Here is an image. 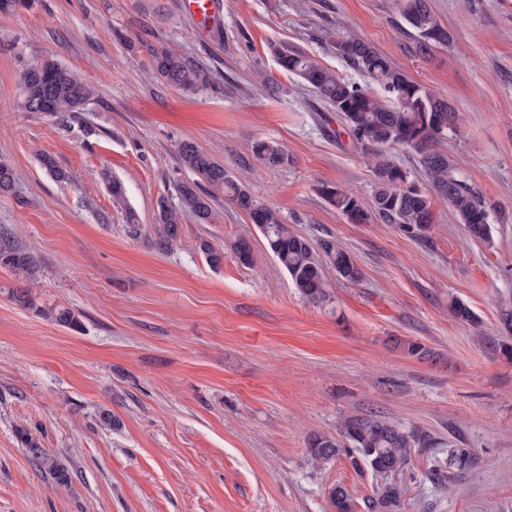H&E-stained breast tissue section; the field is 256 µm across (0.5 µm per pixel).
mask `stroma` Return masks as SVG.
Masks as SVG:
<instances>
[{
  "label": "stroma",
  "instance_id": "1",
  "mask_svg": "<svg viewBox=\"0 0 512 512\" xmlns=\"http://www.w3.org/2000/svg\"><path fill=\"white\" fill-rule=\"evenodd\" d=\"M182 2L34 0L0 14V159L16 178L0 196V233L40 264L32 280L0 266V512H331V486L360 503L373 479L344 455L315 468L307 439L351 415L439 440L413 450L401 512H512V331L500 320L512 302V0H429L452 39L426 57L400 0H218L224 19L205 33ZM328 30L371 43L455 109L456 134L435 147L492 204L490 241L470 239L438 196L420 239L379 217L349 223L322 195L327 184L370 200L369 150L269 47L292 45L362 83ZM160 46L205 82L185 92L158 79ZM46 56L96 88L85 111L21 108V72ZM185 140L295 233L336 240L361 279L326 269L328 300L309 301L221 196L213 223L184 220L158 248L159 203L178 206L195 179L179 160ZM261 140L290 163L264 165L252 151ZM44 154L66 180L45 171ZM111 178L138 234L112 203ZM240 237L252 264L230 248ZM206 243L223 251L220 266ZM22 289L33 307L15 301ZM453 298L476 324L451 316ZM61 306L81 331L47 316ZM398 338L429 357L396 349ZM22 428L68 484L29 458ZM451 445L477 461L444 486L428 473ZM108 189L110 194L112 195V203L117 208L125 210L126 219L127 223L129 224L130 231L134 234H137L138 231L140 230L137 216L134 210L131 209L127 203L124 185L121 181L117 179H112L108 181Z\"/></svg>",
  "mask_w": 512,
  "mask_h": 512
}]
</instances>
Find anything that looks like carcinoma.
<instances>
[{"instance_id": "carcinoma-1", "label": "carcinoma", "mask_w": 512, "mask_h": 512, "mask_svg": "<svg viewBox=\"0 0 512 512\" xmlns=\"http://www.w3.org/2000/svg\"><path fill=\"white\" fill-rule=\"evenodd\" d=\"M402 13L407 23L417 32V50L428 55L432 47L446 44L451 35L431 11L428 0H403ZM336 57L346 65L362 72L383 92L379 96L338 76L308 54L287 44H272L270 52L279 69L298 77L312 88L342 119L364 145L376 148L373 152L372 172L374 193L370 204L356 195L333 186H323L322 194L346 219L353 224H366L378 215L398 225L407 234L422 238L432 224L430 197L409 184L407 172L394 163L382 148L391 145L406 146L418 155L420 166L434 191L448 200V206L463 224L468 236L474 240L490 241V211L492 205L459 179L451 158L436 150L433 143L441 136L456 131L457 115L448 102L428 87L410 80L391 61L371 44L344 36L335 31L325 32ZM156 76L168 84L192 91L205 80V75L192 68L183 56L171 47L152 51ZM21 107L30 111L31 102L48 95L47 107L52 114L65 117L84 109L96 95L95 87L80 74L53 58H43L27 67L20 78ZM254 153L268 166H283L290 162L288 150L278 143L258 141ZM183 166L204 183L180 187L179 207L159 204V221L163 224L160 245H169L178 232V224L190 217L198 224H210L215 219L212 191L224 192L238 209L245 212L265 240L266 250L288 273L292 283L307 299L319 303L326 301L328 283L324 267L333 268L336 275L349 282H357L361 271L349 253L332 239L313 241L296 234L284 224L280 213L259 202L244 186L233 180L224 164L185 141L179 146ZM15 183L13 168L0 161V194H8ZM112 203L125 210L130 231H139L136 213L127 203L121 181H108ZM0 265L8 266L27 278L39 271L35 256L21 248L8 235H0ZM448 307L457 319L474 322L475 313L458 299H451ZM48 316L58 325L79 331V318L67 308L50 309ZM28 454L46 467L59 485H66L70 475L59 465L35 436L19 431ZM435 445L426 432L406 430L399 425L373 417L353 415L340 421L336 435L315 433L308 440L311 462L323 467L346 453L356 470L367 469L373 478V493L365 502L367 512H400L401 488L399 480L409 464L414 448ZM475 454L470 448L448 449V468L438 464L430 473L433 479L452 480L455 473L470 468ZM333 512H357L356 503L347 488L334 485L328 492Z\"/></svg>"}]
</instances>
